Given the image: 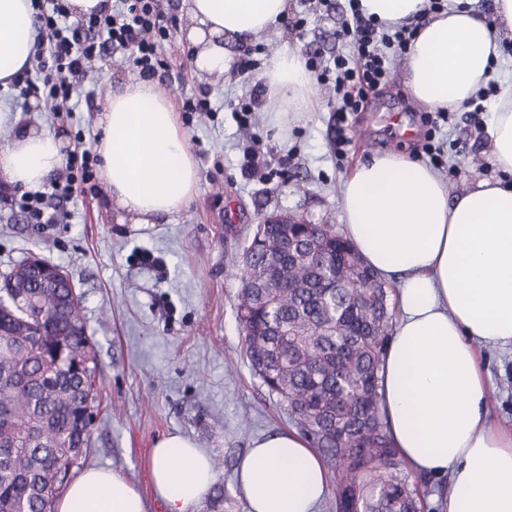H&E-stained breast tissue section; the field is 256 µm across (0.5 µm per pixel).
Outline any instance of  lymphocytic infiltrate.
<instances>
[{
  "instance_id": "lymphocytic-infiltrate-1",
  "label": "lymphocytic infiltrate",
  "mask_w": 512,
  "mask_h": 512,
  "mask_svg": "<svg viewBox=\"0 0 512 512\" xmlns=\"http://www.w3.org/2000/svg\"><path fill=\"white\" fill-rule=\"evenodd\" d=\"M35 21L39 39L31 69L19 79L21 94L41 90L45 104L53 111L67 110L73 98V78L92 72L96 62L135 48L134 63L141 74L155 76L164 64L163 51L170 38L164 0H120L112 13H94L76 25L68 21L67 0H37ZM340 37L350 39L356 57H336V83L343 86L342 111L355 112L369 92L377 90L389 71L387 56L376 40V25L354 14ZM97 160L91 150L74 148L64 168L53 182L54 193L70 199L75 185L90 183L92 165Z\"/></svg>"
}]
</instances>
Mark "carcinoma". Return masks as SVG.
Returning a JSON list of instances; mask_svg holds the SVG:
<instances>
[{"label": "carcinoma", "instance_id": "1", "mask_svg": "<svg viewBox=\"0 0 512 512\" xmlns=\"http://www.w3.org/2000/svg\"><path fill=\"white\" fill-rule=\"evenodd\" d=\"M291 233L293 250L271 244ZM236 319L252 372L328 468L336 471L335 512H420L378 401L390 340L387 291L352 243L325 224H258ZM375 288L333 287L345 261ZM298 262L305 278L288 296L271 284L275 270ZM31 254L0 276V512H54L90 442L86 414L98 402L99 363L80 294L59 318L66 280L43 273Z\"/></svg>", "mask_w": 512, "mask_h": 512}]
</instances>
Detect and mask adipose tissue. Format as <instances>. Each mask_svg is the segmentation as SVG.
<instances>
[{
	"mask_svg": "<svg viewBox=\"0 0 512 512\" xmlns=\"http://www.w3.org/2000/svg\"><path fill=\"white\" fill-rule=\"evenodd\" d=\"M379 27L420 26L405 54L407 85L430 110L460 111L495 87L484 134L499 175L451 195L436 168L399 153L358 163L343 180L345 236L386 283L398 317L382 362L379 406L400 458L414 472L448 477L442 512H512V428L488 403L484 355L512 360V0H359ZM288 12V0H187L193 64L224 79L237 58ZM31 0H0V85L29 64L37 31ZM275 136L317 108L301 52L272 55L262 74ZM99 170L121 224H173L197 192L199 170L172 101L131 76L98 118ZM61 136L19 128L0 146V186L41 188L64 161ZM153 492L104 468L78 475L56 512H194L215 472L207 449L172 433L148 463ZM249 512H317L329 492L325 461L293 430L257 440L237 464Z\"/></svg>",
	"mask_w": 512,
	"mask_h": 512,
	"instance_id": "adipose-tissue-1",
	"label": "adipose tissue"
}]
</instances>
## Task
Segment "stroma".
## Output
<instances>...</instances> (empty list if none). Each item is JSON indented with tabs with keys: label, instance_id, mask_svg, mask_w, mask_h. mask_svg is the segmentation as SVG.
Instances as JSON below:
<instances>
[{
	"label": "stroma",
	"instance_id": "1",
	"mask_svg": "<svg viewBox=\"0 0 512 512\" xmlns=\"http://www.w3.org/2000/svg\"><path fill=\"white\" fill-rule=\"evenodd\" d=\"M184 13V0H168L167 65L155 76L190 132L199 168L198 191L177 223H117L105 186L57 204L54 224L27 223L17 205L0 200V274L35 253L62 266L80 289L100 366L99 405L83 467L114 470L149 496L151 450L162 436L180 432L213 458L216 478L195 512H248L236 483L240 456L255 440L292 427L285 406L269 395L242 353L235 307L248 233L273 212L343 231L341 182L374 154L399 152L427 162L439 153L455 193L494 176L495 168L482 113L465 109L429 124L430 111L411 97L402 64L391 65L384 89L369 94L363 111L349 114L343 153L333 145L336 96L328 80H315L319 106L289 121L287 139L275 137L260 108L251 131L239 128L236 108L260 82L273 53L296 49L327 60L350 55L336 38L351 15L349 0H290L288 15L303 19V27L276 25L247 51L255 69L224 84L195 71L191 46L180 39ZM137 72L131 51L106 61L93 78L77 80L78 104L70 114L0 89L1 102L23 107L20 117H0V146L21 123L63 135L70 150L95 147L107 94ZM202 96L211 111H185V103ZM251 137L270 160L263 176L254 178L242 172ZM146 252L157 265L143 263ZM487 362L495 382L490 407L501 425L511 427L512 363L494 354Z\"/></svg>",
	"mask_w": 512,
	"mask_h": 512
}]
</instances>
